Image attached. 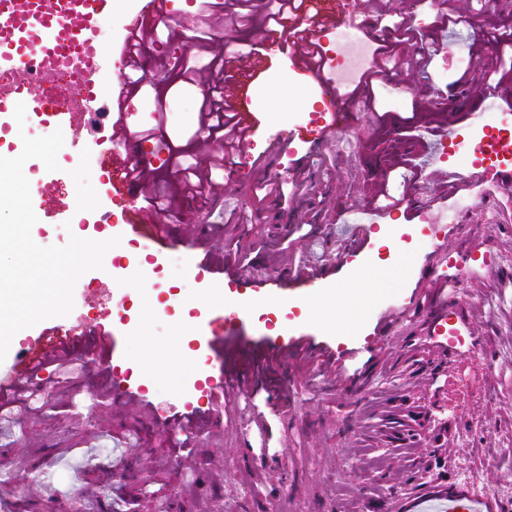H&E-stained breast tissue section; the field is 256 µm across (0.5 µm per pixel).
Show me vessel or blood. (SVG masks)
I'll use <instances>...</instances> for the list:
<instances>
[{
    "instance_id": "vessel-or-blood-1",
    "label": "vessel or blood",
    "mask_w": 512,
    "mask_h": 512,
    "mask_svg": "<svg viewBox=\"0 0 512 512\" xmlns=\"http://www.w3.org/2000/svg\"><path fill=\"white\" fill-rule=\"evenodd\" d=\"M110 0H0V78L29 71L45 75L65 63L77 62L84 77L82 91L87 103H94L96 96L89 80L101 62L99 43L93 33L94 23L108 8ZM165 9L164 0H146L141 14L132 17L127 24L129 35H137L147 18L160 16ZM310 38H318L322 25L349 36L360 32L366 18L357 8L355 0H304L303 13L297 20ZM267 51L262 47H251L246 53L235 57L231 63L230 91L226 104L231 108L244 130L246 137H253L256 116L246 105V93L251 80L264 68ZM296 66L319 87L323 99L334 108L332 124L319 133L326 139L334 131L333 124L347 121L345 105L339 95L338 84L332 77L324 75L305 55H298ZM28 84L13 86L11 97H0V129L10 126L11 113L16 100H24L29 112L36 117L51 119L57 128L70 130L72 121L67 112L52 105L45 97L29 96ZM136 163L135 158L113 148L108 160L109 183L113 195H122L130 187L129 172ZM123 230L147 240L150 247L161 250L170 245L167 225L157 223L155 218L140 208L137 199L128 200L124 209ZM208 348L219 364L220 380L210 390L212 400H223L243 385L241 370L254 358L253 350L228 344L224 336V319H210L202 328ZM86 344V354L92 362L111 361L115 351V339L111 336H96L83 325L72 324L67 328L57 326L44 329L38 343L19 353L13 371L14 379L26 376L29 369L45 357Z\"/></svg>"
}]
</instances>
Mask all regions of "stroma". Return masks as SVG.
I'll return each instance as SVG.
<instances>
[{
  "label": "stroma",
  "instance_id": "35a3bbf8",
  "mask_svg": "<svg viewBox=\"0 0 512 512\" xmlns=\"http://www.w3.org/2000/svg\"><path fill=\"white\" fill-rule=\"evenodd\" d=\"M143 0H112L99 18L102 63L94 76L97 101L74 113V140L65 141L54 182L37 159L24 173L43 196L32 228L42 246L69 239L67 216L81 209L90 224L122 223L106 160L113 148L112 91L120 77L125 25ZM394 10L414 18L429 56L427 72L401 74L380 92L384 112L426 104L427 90L448 96L462 78L464 56L474 51L469 26L439 28L427 0H395ZM192 0H168L165 16L149 21L137 84L128 86L126 109L137 125L150 124L155 95H166L167 124L154 139L124 140L129 154L149 165L180 219L175 239L157 252L126 234L117 247L123 276L88 271L74 288V308L55 318L97 325L111 317L116 341L108 365L87 364L89 385L76 397L57 396L53 414L32 412L22 423L0 422V492L16 496L20 473L36 467L30 512H429L445 494H458L459 512H512V500L495 486L512 480V189L497 178L499 164L458 154L429 166L420 157L444 135L436 124L413 132L406 148L411 169L368 178L362 145L375 114L348 101L346 123L320 144L294 142L272 155L276 134L306 132L331 122L318 87L293 63L288 38L268 48L265 68L248 98L258 128L237 161L222 200L204 206L183 197L162 165L169 144L202 160L208 146L198 130L202 93L183 83L182 65L197 56L193 41L167 34L203 27ZM306 165L318 189L295 196L291 211L274 201L257 204L258 178L288 180ZM411 200V207L378 210L370 200L380 187ZM224 227L214 248L231 242L249 253L244 271L202 270V254L186 245L210 225ZM303 227L293 247L254 248L257 237L280 239ZM405 251L398 285L389 245ZM317 272L310 285L282 290L272 279L295 266ZM357 284L368 302L355 326L337 335L318 311L337 282ZM229 283L244 316L224 314L214 288ZM195 324L224 317L229 340L288 347L299 336L327 348L332 361L314 365L285 356L275 363L277 389L270 404L253 406L245 394L210 403L206 382L218 379L203 340H185L181 311ZM134 391L137 401L103 399L113 386ZM185 413L215 418L186 463L171 454L170 438ZM270 443L274 455L258 454ZM381 460L377 470L364 463Z\"/></svg>",
  "mask_w": 512,
  "mask_h": 512
}]
</instances>
